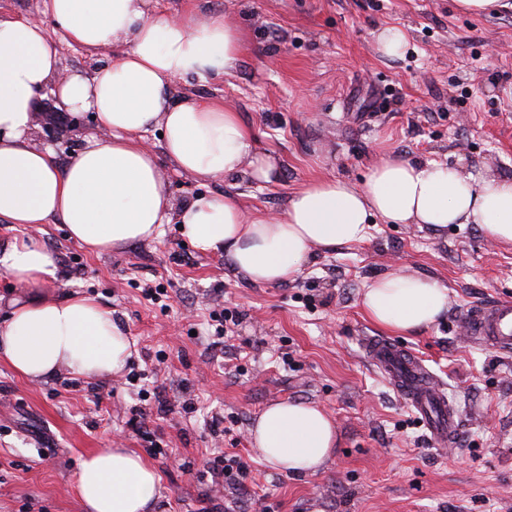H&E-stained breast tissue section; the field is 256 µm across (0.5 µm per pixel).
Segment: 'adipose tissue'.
Masks as SVG:
<instances>
[{
  "label": "adipose tissue",
  "mask_w": 512,
  "mask_h": 512,
  "mask_svg": "<svg viewBox=\"0 0 512 512\" xmlns=\"http://www.w3.org/2000/svg\"><path fill=\"white\" fill-rule=\"evenodd\" d=\"M151 0H42L67 42L95 52L115 48L93 72L61 74L60 58L41 22L0 18V218L12 224H65L72 240L95 253L155 240L179 224L198 249L221 251L252 282L293 280L314 253L359 244L371 218L387 224H476L512 243V180L463 176L448 165L388 157L363 184L308 182L282 213L247 212L232 192L200 196L173 210L158 160L143 138L163 134L178 172L226 179L248 172L269 183L275 159L253 150V135L221 97L173 100L174 81L231 74L242 53L239 23L221 15H155ZM52 92L71 111L93 113L99 137L59 165L52 150L31 146L37 102ZM0 271L24 294L0 321V360L18 375L41 379L119 374L131 342L110 309L94 298L33 296L54 280V254L37 239L0 248ZM362 307L379 328L409 334L448 309L439 281L391 273L371 282ZM261 458L288 473H313L337 444L333 420L318 405L287 400L267 406L249 431ZM76 492L87 512H151L161 496L155 468L126 448H102L79 466Z\"/></svg>",
  "instance_id": "obj_1"
}]
</instances>
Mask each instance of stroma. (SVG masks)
Segmentation results:
<instances>
[{
    "instance_id": "35a3bbf8",
    "label": "stroma",
    "mask_w": 512,
    "mask_h": 512,
    "mask_svg": "<svg viewBox=\"0 0 512 512\" xmlns=\"http://www.w3.org/2000/svg\"><path fill=\"white\" fill-rule=\"evenodd\" d=\"M156 12L221 14L241 21L245 49L232 74L176 81L173 96H224L278 156L275 182L241 174L199 180L177 172L158 131L146 134L173 208L234 187L246 210L282 212L305 183H362L388 156L448 164L462 175L512 180V11L471 16L455 0H154ZM43 25L66 71L92 72L114 49L90 54ZM402 28L403 56L375 45ZM40 102L31 143L68 165L97 127L92 113L49 125ZM38 236L54 253L44 298L78 293L111 309L134 347L103 379L61 373L29 381L0 362V512H86L75 485L80 460L128 448L161 476L153 512H512V356L468 335L466 314L512 298V245L474 224L433 227L375 220L369 239L317 254L295 280L250 281L220 253L196 249L179 225L162 236L93 254L65 225L0 219V247ZM403 272L439 280L448 309L400 336L434 373L461 418L453 447L437 445L371 365L366 336L381 330L360 300L375 279ZM159 289L157 300L146 289ZM224 314L216 337L213 314ZM318 404L338 447L319 471L289 475L250 445L271 402ZM235 419L233 437L212 417ZM228 453L251 470L225 482L207 462Z\"/></svg>"
}]
</instances>
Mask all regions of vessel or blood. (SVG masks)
<instances>
[{"label":"vessel or blood","instance_id":"b4317fda","mask_svg":"<svg viewBox=\"0 0 512 512\" xmlns=\"http://www.w3.org/2000/svg\"><path fill=\"white\" fill-rule=\"evenodd\" d=\"M469 323L479 343L496 352H512V300H499L473 310ZM365 347L372 365L405 398L431 437L439 442L455 443L456 411L445 393L438 389L423 360L406 346L380 336L366 337Z\"/></svg>","mask_w":512,"mask_h":512}]
</instances>
